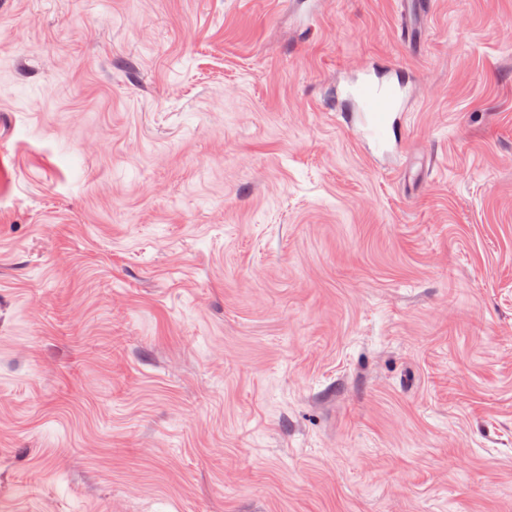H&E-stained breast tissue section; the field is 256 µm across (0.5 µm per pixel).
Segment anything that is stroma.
<instances>
[{"mask_svg": "<svg viewBox=\"0 0 512 512\" xmlns=\"http://www.w3.org/2000/svg\"><path fill=\"white\" fill-rule=\"evenodd\" d=\"M423 2L0 0V512H512V0ZM406 84L392 66L372 67L352 80L348 97L359 108L364 134L378 145H397L400 127L396 112H403Z\"/></svg>", "mask_w": 512, "mask_h": 512, "instance_id": "1", "label": "stroma"}]
</instances>
